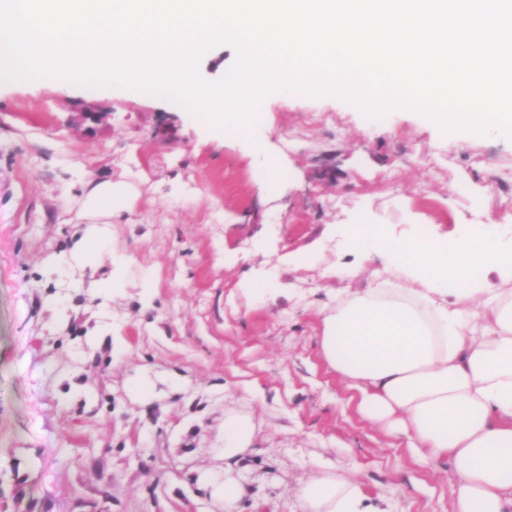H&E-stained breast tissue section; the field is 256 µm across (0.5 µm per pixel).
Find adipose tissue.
Segmentation results:
<instances>
[{
    "label": "adipose tissue",
    "mask_w": 512,
    "mask_h": 512,
    "mask_svg": "<svg viewBox=\"0 0 512 512\" xmlns=\"http://www.w3.org/2000/svg\"><path fill=\"white\" fill-rule=\"evenodd\" d=\"M121 181L95 185L85 206L100 216L74 246L76 258L100 255L104 221L127 208ZM360 249L385 252L402 282L380 281L322 315L319 349L337 376L358 393L360 409L402 432L427 460L449 459L456 481L454 512H512V239L482 224L438 243L398 241L355 226ZM249 414L224 415V459L250 449ZM303 512H369L356 475L322 471L301 484Z\"/></svg>",
    "instance_id": "ef3b65f1"
}]
</instances>
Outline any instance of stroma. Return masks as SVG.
Segmentation results:
<instances>
[{
	"mask_svg": "<svg viewBox=\"0 0 512 512\" xmlns=\"http://www.w3.org/2000/svg\"><path fill=\"white\" fill-rule=\"evenodd\" d=\"M108 180L133 201L77 261ZM489 220L512 237L504 134L278 92L219 133L135 88L0 83V512H301L322 469L358 475L371 512H453L451 462L359 412L319 355L320 312L398 278L353 225L443 240ZM229 409L255 431L228 467ZM227 475L245 490L229 511L211 487ZM102 224H111L105 222ZM87 224L83 230L81 238L74 246L76 258L81 260H90L98 257L105 247L106 225Z\"/></svg>",
	"mask_w": 512,
	"mask_h": 512,
	"instance_id": "1",
	"label": "stroma"
}]
</instances>
